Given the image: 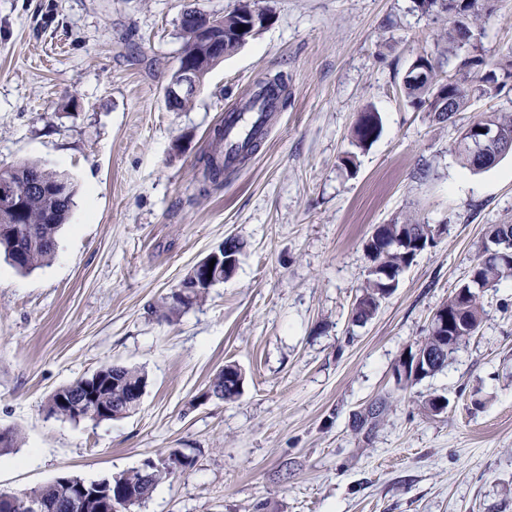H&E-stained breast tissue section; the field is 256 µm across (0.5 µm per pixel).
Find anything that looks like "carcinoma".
<instances>
[{
  "label": "carcinoma",
  "mask_w": 512,
  "mask_h": 512,
  "mask_svg": "<svg viewBox=\"0 0 512 512\" xmlns=\"http://www.w3.org/2000/svg\"><path fill=\"white\" fill-rule=\"evenodd\" d=\"M491 0H414L415 10L431 15L443 12L450 19V26L442 35L443 49L440 56L429 54L418 56L419 67L435 75L442 67V61L459 60L455 70L445 79L436 83H447L451 98L449 111H437V100L433 88L424 84L402 81L405 98L413 105H427L428 112L440 123L453 121L457 113L468 106L471 98L478 96H496L505 88L512 86V59L498 61L487 60L476 54L480 41L481 28L478 21L484 14L491 12ZM185 40L183 53L196 69L210 72V57L199 43L194 26L182 23ZM483 125L496 127L512 136V113L486 112L471 120L461 129L455 142L454 151L464 167L479 172L493 167L499 162L477 159L463 148L466 135L475 127ZM382 133V120L378 112L366 109L360 113L352 132V144L359 149L371 146ZM260 142H250L247 150L240 152L234 162L224 158V126L213 129L211 151L203 159V178L211 184H217L224 178V172L230 168L245 165L257 150ZM8 178L16 188V194L7 201L0 196V255L16 271L30 273L47 265L58 249L57 235L62 225L67 223L74 206L76 188L69 177L47 170L36 163L20 162L12 164L0 174V180ZM428 224H414L408 220L377 226L365 242V252L370 262L369 276L361 289L360 296L352 309V322L364 323L374 316L377 309L368 310L364 304L369 301L381 302L398 288L400 277L423 251L414 245L421 238ZM407 239L402 249L390 246V241L399 232ZM200 276V273H195ZM193 276V277H195ZM192 276L181 282V288L165 297L161 308L163 316L170 320L201 299L205 288H198ZM512 278V253L486 255L484 246H479L471 264L468 279L458 284L448 296L446 305L453 326L448 328L451 341L441 338V332L429 328L428 334L418 346L436 352L438 362L434 364L432 374H437L448 366V358L458 346L469 339L480 328L484 315L482 296L467 291L470 280L481 279L496 286ZM105 376L96 383L87 377H81L71 384L52 393L47 400V411L51 415L69 421L90 420L102 423L113 420L111 416H102L99 407L112 408V403L131 399V389L146 384L145 373L136 368L117 364L103 366ZM241 377L236 364L229 362L217 372L210 387L224 391V401L233 402L238 393L230 391L228 384L233 377ZM163 477L158 475L147 479L137 468L118 476L131 488L151 498ZM63 485L53 480L32 489V493L44 498L64 502L60 496Z\"/></svg>",
  "instance_id": "1"
}]
</instances>
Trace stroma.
Listing matches in <instances>:
<instances>
[{
	"label": "stroma",
	"mask_w": 512,
	"mask_h": 512,
	"mask_svg": "<svg viewBox=\"0 0 512 512\" xmlns=\"http://www.w3.org/2000/svg\"><path fill=\"white\" fill-rule=\"evenodd\" d=\"M238 0H0V166L67 174L75 203L53 260L0 259V490L63 474L97 480L171 449L196 465L136 512H512V279L484 292L478 332L447 367L396 383L399 356L464 280L492 224H512V154L464 168L460 125L512 112V90L474 98L457 124L411 106L402 77L449 20L413 0H256L271 20L208 74L192 104L164 91L181 16ZM481 52L512 58V0H495ZM288 85L251 160L203 184L200 157L256 81ZM383 132L341 158L367 107ZM430 225L375 317L352 325L378 224ZM233 238L229 278L173 320L156 307ZM236 401L205 399L225 363ZM116 363L142 369L137 412L95 424L50 416L57 389ZM448 399L439 414L423 396Z\"/></svg>",
	"instance_id": "obj_1"
}]
</instances>
